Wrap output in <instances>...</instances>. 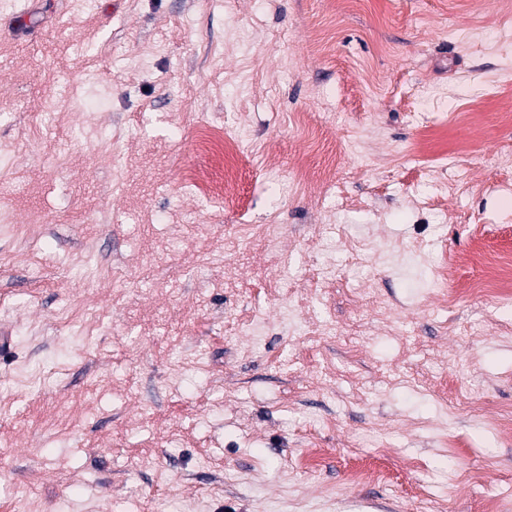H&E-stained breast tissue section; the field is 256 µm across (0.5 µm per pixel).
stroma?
<instances>
[{"label":"stroma","instance_id":"1","mask_svg":"<svg viewBox=\"0 0 512 512\" xmlns=\"http://www.w3.org/2000/svg\"><path fill=\"white\" fill-rule=\"evenodd\" d=\"M507 21L512 0H0V512L512 510V443L480 420L512 406V306L442 305L432 276L512 252ZM186 123L243 130L238 211L184 181ZM330 130L336 185L282 192ZM244 212L275 242H243ZM363 464L381 477L352 483Z\"/></svg>","mask_w":512,"mask_h":512}]
</instances>
